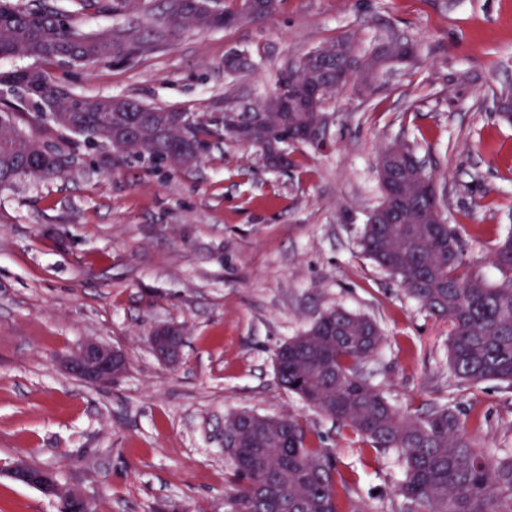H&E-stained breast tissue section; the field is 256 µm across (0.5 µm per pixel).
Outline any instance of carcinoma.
<instances>
[{"label":"carcinoma","mask_w":512,"mask_h":512,"mask_svg":"<svg viewBox=\"0 0 512 512\" xmlns=\"http://www.w3.org/2000/svg\"><path fill=\"white\" fill-rule=\"evenodd\" d=\"M74 13L107 10L118 17L140 8L141 0H71ZM166 0L156 37L171 29L204 31L225 28V19L263 22L278 0ZM155 41L128 29L92 34L61 18L49 0L14 4L0 0V57L25 56L55 66H86L132 59L154 50ZM326 48L337 59L360 63L359 92L376 90L379 50L359 53L338 39ZM313 63L300 61L280 70L275 95L260 109L270 124L258 126L249 112L224 113V132L204 119L177 123L176 112L146 105L133 97H96L80 102L66 87L52 83L39 70L0 72V188L22 177L56 178L61 169L40 159L62 157L52 140L23 130L30 118L61 134L80 138L84 146L103 144L122 159L146 158L157 168H187L207 141L220 134L256 145L269 160L297 139L296 130L314 127L308 143L318 141L323 102L305 112H277L279 93L300 94L318 81ZM382 189L399 179L401 220L383 223V198L367 219L363 251L396 279L429 314L448 321V358L452 374L469 385L496 381L512 387V234L501 238L490 261L498 282L465 271L460 233L445 223L437 177L406 143L385 146L376 158ZM385 341L372 318L341 307L324 311L308 329L275 352L279 383L308 406L335 421L362 451L380 457L394 453L404 469L398 493L411 512H512V448L500 453L476 446L472 420L446 405L403 412L362 373ZM224 453L233 469L226 492V512H373L349 495L350 483L340 473L332 451L319 433L293 415H259L231 411L224 418Z\"/></svg>","instance_id":"carcinoma-1"}]
</instances>
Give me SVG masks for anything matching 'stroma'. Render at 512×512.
<instances>
[{"label":"stroma","mask_w":512,"mask_h":512,"mask_svg":"<svg viewBox=\"0 0 512 512\" xmlns=\"http://www.w3.org/2000/svg\"><path fill=\"white\" fill-rule=\"evenodd\" d=\"M102 34L153 36L164 0L144 14L77 15ZM395 35L417 44L413 64L383 68L372 97L332 98L321 143L292 145L291 165L266 168L257 147L211 138L201 161L167 174L63 144L52 180L0 190V512H57L13 482L18 460L54 471L95 512H224V416L297 414L324 438L352 498L377 512H408L404 471L284 390L277 348L324 309L375 319L386 344L365 376L402 409L432 404L484 418L486 450L512 448V389L456 382L448 324L420 309L363 252L367 215L381 199L378 151L403 141L439 172L444 215L467 259L486 260L512 230V123L498 101L512 91V0H281L269 20L171 33L120 65L50 69L78 96L134 97L218 119L258 106L277 73L347 38L368 51ZM247 51L250 69H225ZM184 328L180 361L149 347L155 326ZM88 336L121 345L128 371L111 389L66 375L60 360Z\"/></svg>","instance_id":"obj_1"}]
</instances>
